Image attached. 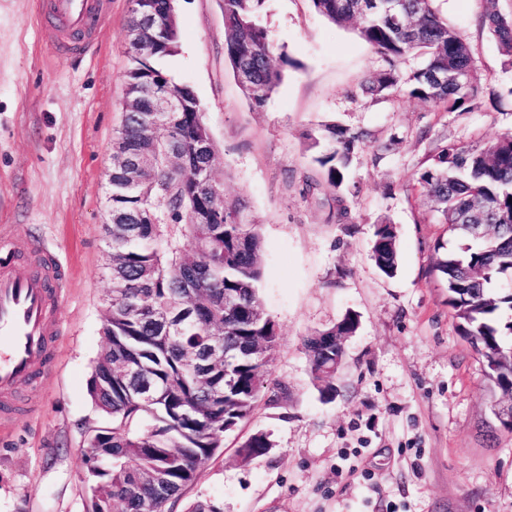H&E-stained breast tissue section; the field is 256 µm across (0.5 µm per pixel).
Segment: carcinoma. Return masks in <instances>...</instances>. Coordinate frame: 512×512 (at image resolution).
I'll use <instances>...</instances> for the list:
<instances>
[{
    "label": "carcinoma",
    "mask_w": 512,
    "mask_h": 512,
    "mask_svg": "<svg viewBox=\"0 0 512 512\" xmlns=\"http://www.w3.org/2000/svg\"><path fill=\"white\" fill-rule=\"evenodd\" d=\"M266 0H223L224 57L244 95L262 106L280 84L288 57L274 48L260 23ZM333 24L354 25L387 67L362 87L375 97L407 86L409 96L445 110L467 109L480 90L474 59L464 37L440 17L434 0H403L395 24L381 9L355 16L357 0H312ZM129 29L140 18L152 22L145 52L128 46L124 75L125 107L115 140L130 155L147 153L153 167L130 184L124 167L112 163V312L104 324L106 348L90 382L91 400L112 415L98 448L81 449L87 481L101 482L105 502H90L91 512H165V505L191 485L202 460L224 445V433L248 419L267 388L266 367L274 359L280 333L259 295L263 239L245 206L224 204V189L211 177L215 148L203 109L193 91L175 82L159 61L179 51L176 5L169 0H138L129 9ZM482 24L512 66V16L487 13ZM422 55V68L403 75L406 59ZM467 70L468 84H438L442 71ZM150 86L154 96L136 89ZM169 96L176 109L162 112L158 97ZM311 160L322 181L303 182L309 196L329 189L324 203L330 218L349 221L345 174L364 136L324 124L307 136ZM416 182L462 241L440 256L432 272L446 280L448 307L456 327L484 359L496 392L512 396V133L473 147L450 144L421 170ZM488 210L498 222L472 238L461 225ZM194 248L188 251L183 240ZM371 258L387 277L399 262L396 226L376 224ZM358 319L347 314L334 326L305 337L312 379L324 399L336 393L334 380L343 364L344 345ZM331 338L329 348L315 336ZM242 447L259 456L267 437L254 434ZM158 471L163 480H143Z\"/></svg>",
    "instance_id": "1"
}]
</instances>
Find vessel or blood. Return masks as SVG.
I'll list each match as a JSON object with an SVG mask.
<instances>
[{
	"label": "vessel or blood",
	"instance_id": "b4317fda",
	"mask_svg": "<svg viewBox=\"0 0 512 512\" xmlns=\"http://www.w3.org/2000/svg\"><path fill=\"white\" fill-rule=\"evenodd\" d=\"M107 8V0H50L56 19L46 31L50 47L61 53L89 51L92 31ZM63 295L64 282L53 265L22 270L10 253L0 251L1 396L51 366L58 330L55 311Z\"/></svg>",
	"mask_w": 512,
	"mask_h": 512
}]
</instances>
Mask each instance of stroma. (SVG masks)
<instances>
[{
  "mask_svg": "<svg viewBox=\"0 0 512 512\" xmlns=\"http://www.w3.org/2000/svg\"><path fill=\"white\" fill-rule=\"evenodd\" d=\"M49 0H0V234L18 265L56 258L66 293L61 333L44 376L20 386L0 421V512H84L81 446L108 427L89 395L106 345L111 287L105 223L109 158L128 67L129 0H110L91 51L56 57L42 36ZM180 49L163 60L193 88L224 174V200L246 202L263 237L259 294L280 331L269 387L251 417L225 434L196 481L166 512H512V432L493 413L486 366L455 326L446 282L431 274L436 242L456 248L413 184L449 143L485 145L512 132V66L481 26L512 0H436L470 43L483 93L471 110L444 112L399 91L362 87L385 66L355 30L332 24L311 0H267L261 22L291 64L259 107L224 58L222 0H179ZM334 123L368 140L335 223L307 135ZM395 224L394 276L371 259L374 226ZM355 314L336 396L314 386L303 339ZM267 436L257 458L239 450Z\"/></svg>",
  "mask_w": 512,
  "mask_h": 512,
  "instance_id": "1",
  "label": "stroma"
}]
</instances>
